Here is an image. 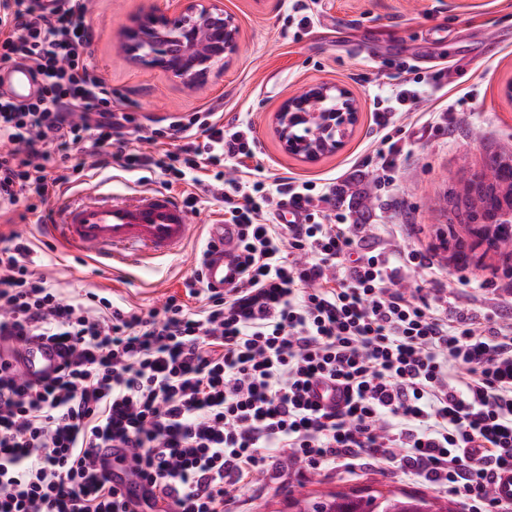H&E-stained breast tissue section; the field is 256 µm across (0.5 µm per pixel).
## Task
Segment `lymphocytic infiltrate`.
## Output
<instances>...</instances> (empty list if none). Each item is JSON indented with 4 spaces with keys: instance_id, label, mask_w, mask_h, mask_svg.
<instances>
[{
    "instance_id": "1",
    "label": "lymphocytic infiltrate",
    "mask_w": 512,
    "mask_h": 512,
    "mask_svg": "<svg viewBox=\"0 0 512 512\" xmlns=\"http://www.w3.org/2000/svg\"><path fill=\"white\" fill-rule=\"evenodd\" d=\"M86 14L87 0L50 13L0 0V64L30 63L44 83L29 103L0 96V217L69 184L56 157L75 149L127 171L210 170L240 276L219 293L195 267L184 295L146 313L60 295L31 243L0 231V336L65 355L41 383L0 360V512H224L285 459L379 464L446 489L463 512H512L492 494L512 472V317L449 309L426 251L363 244L335 180L225 178L256 155L249 122L204 110L133 126L87 56ZM145 138L169 145L148 154ZM288 206L301 223H277ZM321 383L342 403L315 400ZM101 448L123 450L141 496L102 473Z\"/></svg>"
}]
</instances>
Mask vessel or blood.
<instances>
[{"label":"vessel or blood","instance_id":"1","mask_svg":"<svg viewBox=\"0 0 512 512\" xmlns=\"http://www.w3.org/2000/svg\"><path fill=\"white\" fill-rule=\"evenodd\" d=\"M39 88L26 66L0 68V91L17 101L34 96ZM50 230L70 248L94 255L112 265L130 257L160 258L179 251L190 235L188 212L172 194L155 191L99 192L69 202ZM212 239L222 250L209 257L204 268L206 282L223 288L237 272L228 253L237 237L235 225L215 221ZM61 363L58 350L49 342H26L21 356L25 377L33 382L52 378Z\"/></svg>","mask_w":512,"mask_h":512}]
</instances>
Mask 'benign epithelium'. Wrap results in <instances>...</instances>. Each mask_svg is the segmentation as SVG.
<instances>
[{
	"label": "benign epithelium",
	"mask_w": 512,
	"mask_h": 512,
	"mask_svg": "<svg viewBox=\"0 0 512 512\" xmlns=\"http://www.w3.org/2000/svg\"><path fill=\"white\" fill-rule=\"evenodd\" d=\"M178 12L144 14L119 31L120 46L137 64L161 68L192 86L238 50V26L224 12L223 0H178ZM341 100L339 107L309 109L312 97ZM359 122L356 101L343 88L327 83L310 85L289 97L273 115L284 150L307 162L340 150ZM488 190L485 170L470 174L460 201L473 238L471 247L487 245L493 237L512 232V185L495 189L498 205L488 212L482 197Z\"/></svg>",
	"instance_id": "obj_1"
}]
</instances>
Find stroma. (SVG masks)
<instances>
[{
	"mask_svg": "<svg viewBox=\"0 0 512 512\" xmlns=\"http://www.w3.org/2000/svg\"><path fill=\"white\" fill-rule=\"evenodd\" d=\"M239 26V49L225 67H214L206 81L187 87L159 68L132 63L118 46V29L153 10L174 14L176 0H88L94 38L88 47L93 65L112 86V103L132 115L135 124L160 127L162 120L220 103L225 121H251L258 155L234 170L235 177L273 182L341 176L351 165L365 168L353 203L363 235L389 252L404 243L430 253L446 272L448 300L478 316L512 314V255L474 250L459 262L452 241L468 240L459 216L462 190L460 159L479 170L493 158L512 155V101L502 93L512 81V0H223ZM410 62L419 77L444 70L442 93L416 101L395 115L400 128L398 153L392 154L391 183L376 170L379 142L372 95L381 85H397L398 66ZM346 88L354 97L359 122L343 148L314 163L288 155L272 126V115L300 88L318 83ZM464 94L462 111L451 124L434 113L443 97ZM70 164L84 163L81 178L67 193L49 199L37 211L17 210L12 228L48 256L44 273L66 295L103 292L117 305L159 308L165 297L184 291L195 258L207 239V226L224 215V200L206 172L195 180L171 182L153 168L127 172L97 165L94 157L72 152ZM111 188L143 189L193 198L192 224L185 246L170 256L104 268L87 255L49 245L43 226L70 201L87 192ZM403 227L391 234L389 225ZM435 495L425 481L378 466L353 472L305 471L285 462L279 479L256 474L235 492L227 512H290L298 492L352 493L364 487Z\"/></svg>",
	"mask_w": 512,
	"mask_h": 512,
	"instance_id": "stroma-1",
	"label": "stroma"
}]
</instances>
